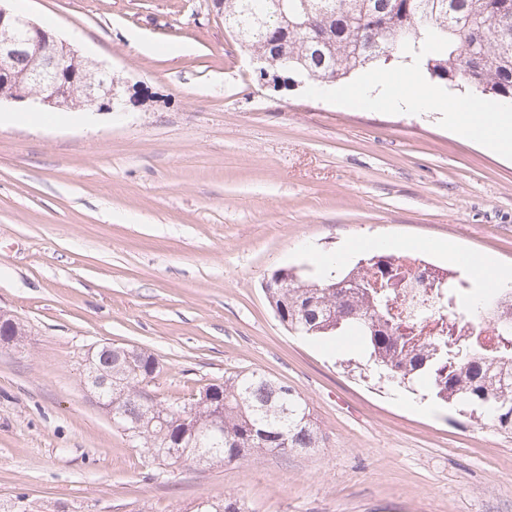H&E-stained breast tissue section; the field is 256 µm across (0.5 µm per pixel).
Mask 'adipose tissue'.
Instances as JSON below:
<instances>
[{"mask_svg": "<svg viewBox=\"0 0 512 512\" xmlns=\"http://www.w3.org/2000/svg\"><path fill=\"white\" fill-rule=\"evenodd\" d=\"M415 63L402 65L396 74H367L352 87L351 94L360 100L387 107H406L418 112H443L461 134L484 139L496 149L512 153V109H493L476 103L451 102L421 84L415 76ZM435 249L453 262H465L471 274L486 288L495 289L512 282V267L494 264L485 256L463 257L452 245L436 244Z\"/></svg>", "mask_w": 512, "mask_h": 512, "instance_id": "obj_1", "label": "adipose tissue"}]
</instances>
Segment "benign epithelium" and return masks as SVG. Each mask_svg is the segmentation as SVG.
Returning <instances> with one entry per match:
<instances>
[{
    "mask_svg": "<svg viewBox=\"0 0 512 512\" xmlns=\"http://www.w3.org/2000/svg\"><path fill=\"white\" fill-rule=\"evenodd\" d=\"M76 57L78 51L73 45L0 6V83L7 85L21 77L32 88L27 95H7L5 99L43 109H65L72 107L79 91L82 105L112 110L120 100L112 71L98 66L67 68L64 61Z\"/></svg>",
    "mask_w": 512,
    "mask_h": 512,
    "instance_id": "1",
    "label": "benign epithelium"
}]
</instances>
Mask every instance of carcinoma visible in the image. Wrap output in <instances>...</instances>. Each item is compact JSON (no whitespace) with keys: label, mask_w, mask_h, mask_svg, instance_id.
Segmentation results:
<instances>
[{"label":"carcinoma","mask_w":512,"mask_h":512,"mask_svg":"<svg viewBox=\"0 0 512 512\" xmlns=\"http://www.w3.org/2000/svg\"><path fill=\"white\" fill-rule=\"evenodd\" d=\"M224 28L239 47L273 61L279 74L319 83L343 82L354 73L416 61L430 76L455 82L477 103L512 98V0H223ZM396 256L374 253L347 271L312 276L296 268L283 288L265 291L288 330L302 336H354L366 352L360 372L406 388L419 383L432 399L455 406L499 432L512 435V288L485 292L480 316L497 332L490 349L480 335L459 336L442 327L423 344L401 332L393 304L400 278ZM434 289L438 316L482 287L472 274L441 272ZM160 373L157 357L142 348H112V422L161 465L204 456L210 465L259 452H306L323 435L308 403L295 389L252 371L203 387L187 402L158 400L140 408L142 392ZM194 512H248L238 499H205Z\"/></svg>","instance_id":"cac0c4a2"}]
</instances>
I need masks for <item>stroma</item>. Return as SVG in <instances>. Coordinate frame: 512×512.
<instances>
[{"label": "stroma", "instance_id": "stroma-1", "mask_svg": "<svg viewBox=\"0 0 512 512\" xmlns=\"http://www.w3.org/2000/svg\"><path fill=\"white\" fill-rule=\"evenodd\" d=\"M110 69L114 112L0 102V512H512V437L347 373L355 337L289 332L262 283L352 241L454 242L512 266V153L445 115L260 80L211 0H7ZM158 358L160 400L256 370L307 453L158 472L88 393L90 347ZM205 504L193 512H248L245 504L239 499L206 497Z\"/></svg>", "mask_w": 512, "mask_h": 512}]
</instances>
